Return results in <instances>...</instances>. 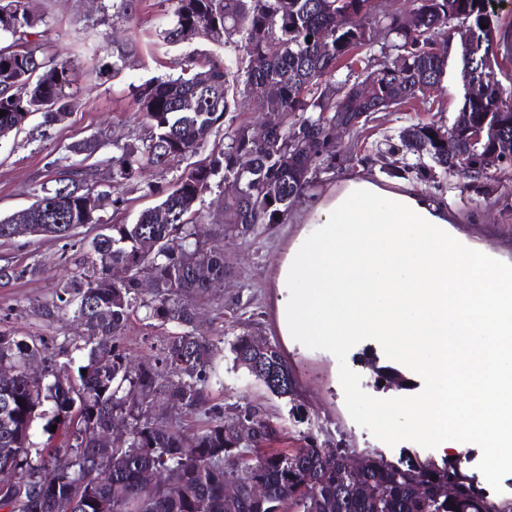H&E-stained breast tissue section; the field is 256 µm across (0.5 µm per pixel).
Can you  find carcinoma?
Here are the masks:
<instances>
[{
	"mask_svg": "<svg viewBox=\"0 0 512 512\" xmlns=\"http://www.w3.org/2000/svg\"><path fill=\"white\" fill-rule=\"evenodd\" d=\"M406 2L385 18L406 66L389 71L380 64L355 75L373 76L380 87V105L368 106L351 99V79L331 81L354 51L371 46L365 26L376 17L364 10L367 0H288L286 8L281 0H169L164 41L179 44L185 28L225 45L239 35L246 59L261 55L266 66L254 71L248 65L241 75L219 57L202 59L195 51L179 56L178 76L134 86L133 109L148 130L142 144L117 146L118 154L101 165H55L24 209L27 223L46 236L69 239L86 224L104 229L81 243L82 269L58 284L57 302L45 308L50 316L71 315L81 329L71 348L58 351L61 360L49 359L42 337L0 329V369L15 371L0 378V469L22 478L0 492V512H512V499L488 494L458 458L409 455L394 463L375 451L358 454L344 438L310 432L299 448L264 447L279 428L262 409L245 407L229 417L210 405L218 348L196 332L193 306L183 303L185 296L208 301L210 284L226 273L224 234L198 222V205L217 174L241 186L238 196L224 200L225 229L245 238L262 224H282L317 172L334 166L336 122L366 112L362 128L371 114L418 98L420 85L440 83L448 58L433 43L442 26L467 21L475 28L477 51L461 58L463 80L470 73L482 76L493 29L501 32L497 54L512 57V30L499 23L490 0ZM2 11L14 24L0 30V139L20 130L27 113L42 118L31 130L32 139H41L70 105L75 72L55 54L32 48L39 19L27 13L24 0H0ZM241 76L245 97L264 112L262 142L252 139L249 127H233L230 113L243 102L230 89ZM502 76L499 68L483 87L464 91L461 106L473 126L499 124L496 138L474 144L461 128L417 122L403 129L400 146L389 152L388 173L419 178L438 166L471 180L474 175L457 168L465 154H494L512 166V105L506 104L512 88ZM270 85L277 87L273 97L265 95ZM225 123L232 130L218 157L164 189L144 184L145 195L160 201L136 223L108 222L105 209L123 202L122 186L146 168L170 169ZM410 154L420 161L407 163ZM90 190L102 200L93 212L82 205ZM185 250L198 257L192 267L182 262ZM36 270L0 265V287ZM143 275L152 288H140ZM142 309L150 327L175 324L180 330L161 339L154 359L136 363L123 339ZM229 351L236 367L272 394L294 399V376L277 345L259 349L254 336L243 333ZM46 361L42 380L23 375V364ZM161 394L188 412L208 414L207 423L185 434L156 409ZM115 418L125 421L128 436L110 456H99L92 451L95 433ZM52 426L62 443L37 441L40 432L53 437ZM354 458L361 461L356 470ZM251 478L263 484L264 497L252 496Z\"/></svg>",
	"mask_w": 512,
	"mask_h": 512,
	"instance_id": "obj_1",
	"label": "carcinoma"
}]
</instances>
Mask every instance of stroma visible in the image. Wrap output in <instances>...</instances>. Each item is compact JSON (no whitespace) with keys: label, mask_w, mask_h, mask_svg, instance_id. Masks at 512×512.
<instances>
[{"label":"stroma","mask_w":512,"mask_h":512,"mask_svg":"<svg viewBox=\"0 0 512 512\" xmlns=\"http://www.w3.org/2000/svg\"><path fill=\"white\" fill-rule=\"evenodd\" d=\"M29 12L41 17L36 45L55 53L74 69L77 92L61 119L45 139L33 141L26 132L0 139V216L28 207L35 185L46 180L50 163L67 147L89 139L103 140L96 155L103 160L114 152V144H136L146 130L129 106L132 86L172 74L180 53L195 48V41L171 45L163 41L168 19L166 0H139L134 17L113 23L112 0H26ZM134 40L136 47L125 67L112 73L114 44ZM460 56L448 57L441 92L426 102L406 103L375 113L365 127L341 134L337 165L321 171L314 187L297 199L287 223L261 226L245 239H225L224 260L231 273L212 290L213 299L197 307L196 326L207 336L232 341L244 331L279 344L295 377V400L272 395L243 369L236 367L229 350L218 355L222 385L212 386V404L235 409L263 407L283 433L274 440L277 448L298 443L299 428L288 411L292 403L304 405L315 431L345 435L355 452L375 450L398 460L405 450L423 457H466L469 473L491 493L512 498V467L491 469L489 450L482 438L449 431L447 439L432 443L416 427L409 398L422 394L426 380L403 353L389 347L380 336H351L334 347L322 340L290 336L284 330L277 278L280 266L295 244L303 226L302 217L345 175L369 174L384 184L395 179L376 159L397 144L400 132L416 122L451 124L462 103ZM226 142L224 129H213L204 145L169 170L146 171L145 180L170 183L186 167L209 163ZM405 185L420 190L445 205L457 219L453 234L470 245L488 250L503 265L512 264V167L490 171L476 182L435 174L425 180L406 177ZM63 243L51 237L21 236L0 244V264L9 261L34 263V276L0 288V325L19 334L43 337L49 348L70 344L77 329L71 316L48 317L42 305L56 298V284L73 272L61 257ZM400 370L409 389H377L371 363Z\"/></svg>","instance_id":"stroma-1"}]
</instances>
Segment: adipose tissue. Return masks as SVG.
Segmentation results:
<instances>
[{
	"label": "adipose tissue",
	"instance_id": "1",
	"mask_svg": "<svg viewBox=\"0 0 512 512\" xmlns=\"http://www.w3.org/2000/svg\"><path fill=\"white\" fill-rule=\"evenodd\" d=\"M281 267L296 335L384 336L422 369L411 399L437 443L449 430L481 437L512 461V265L465 245L451 213L411 188L349 175L311 210Z\"/></svg>",
	"mask_w": 512,
	"mask_h": 512
}]
</instances>
